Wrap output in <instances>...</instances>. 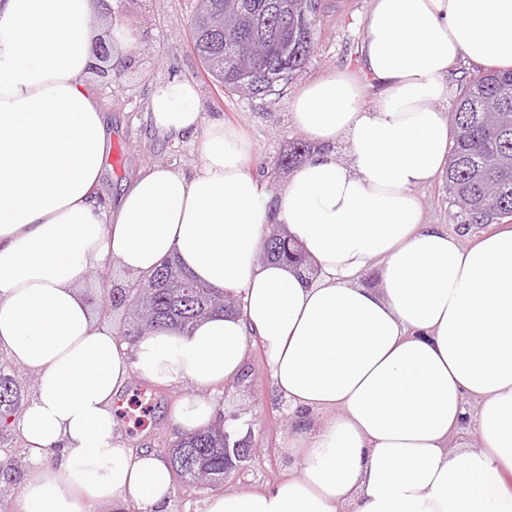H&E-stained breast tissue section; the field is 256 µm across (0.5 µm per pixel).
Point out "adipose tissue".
<instances>
[{
  "instance_id": "1",
  "label": "adipose tissue",
  "mask_w": 512,
  "mask_h": 512,
  "mask_svg": "<svg viewBox=\"0 0 512 512\" xmlns=\"http://www.w3.org/2000/svg\"><path fill=\"white\" fill-rule=\"evenodd\" d=\"M95 7L0 0V350L34 376L15 512H171L170 460L122 440L118 397L134 373L187 381L179 430L223 431L211 393L239 380L253 339L297 425L293 467L201 512H512V226L466 245L424 223L416 195L448 163L452 69L512 68V0H372L361 55L382 92L366 104L338 71L303 86L289 112L317 149L276 193L193 83L160 84L147 122L196 141L201 163L151 165L115 203L97 194ZM275 226L317 279L260 260ZM173 256L240 311L128 344L86 271L147 277Z\"/></svg>"
}]
</instances>
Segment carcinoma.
Listing matches in <instances>:
<instances>
[{"label":"carcinoma","mask_w":512,"mask_h":512,"mask_svg":"<svg viewBox=\"0 0 512 512\" xmlns=\"http://www.w3.org/2000/svg\"><path fill=\"white\" fill-rule=\"evenodd\" d=\"M321 11L322 0H198L193 49L224 90L247 100L270 96L278 82L308 62ZM450 138L445 178L452 204L477 224L511 217L512 72L492 70L461 81ZM306 153L304 144H288L275 165L278 177L288 178ZM260 258L310 268L302 247L282 237L268 238ZM139 283L140 302L125 299L127 288L112 299V310L129 314L125 335L132 338L160 327L185 330L206 316L236 310L226 292L195 280L173 261ZM21 403L20 383L0 365V439ZM169 455L176 476L188 483L224 478V439L207 430L182 434Z\"/></svg>","instance_id":"1"}]
</instances>
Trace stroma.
<instances>
[{"mask_svg":"<svg viewBox=\"0 0 512 512\" xmlns=\"http://www.w3.org/2000/svg\"><path fill=\"white\" fill-rule=\"evenodd\" d=\"M372 0H323V10L315 28V47L307 64L288 77L276 104L265 100H244L225 94L211 82L193 50L190 21L196 0H112L111 13L93 17L92 24L111 50L122 57L120 78L109 73H90L88 82L102 100L112 128L113 155L105 160V172L98 184L100 196L114 199L123 182L155 163H165L180 171H191L200 161L195 142L164 138L149 130L144 112L152 89L179 76L195 83L199 107L210 116L241 125L255 145L249 167L271 188L273 166L289 142L303 135L291 124L289 101L300 87L328 72L341 70L361 76L364 20ZM427 223L439 224L449 232L472 242L494 230L490 224H474L460 216L449 201L444 177L418 189ZM188 384L157 385L131 375L121 394L122 403L146 395L151 412L145 428L132 432L120 423L130 446L157 448L172 446L178 433L170 411L184 395ZM216 400L224 408V422L233 439L248 438L252 448L247 461L230 471L222 486L226 492H257L283 479L290 460L284 449L291 431L285 405L275 395L263 353L250 347L243 385L219 389Z\"/></svg>","mask_w":512,"mask_h":512,"instance_id":"stroma-1","label":"stroma"}]
</instances>
